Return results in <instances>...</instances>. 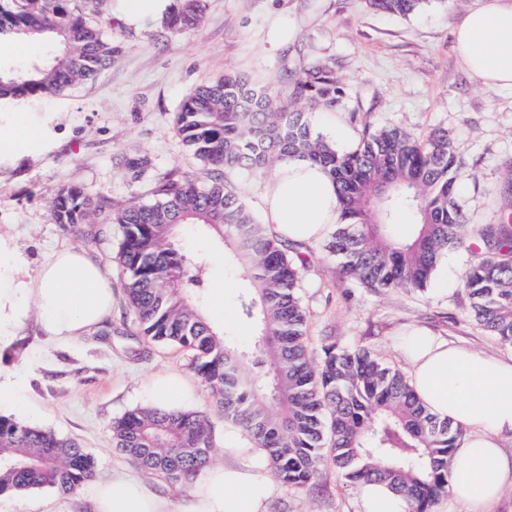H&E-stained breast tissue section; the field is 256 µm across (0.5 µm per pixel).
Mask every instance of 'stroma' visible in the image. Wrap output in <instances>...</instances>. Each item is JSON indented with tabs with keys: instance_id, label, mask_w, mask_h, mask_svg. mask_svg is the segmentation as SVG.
<instances>
[{
	"instance_id": "stroma-1",
	"label": "stroma",
	"mask_w": 512,
	"mask_h": 512,
	"mask_svg": "<svg viewBox=\"0 0 512 512\" xmlns=\"http://www.w3.org/2000/svg\"><path fill=\"white\" fill-rule=\"evenodd\" d=\"M102 0L90 20L101 24L119 46L109 69L92 83L65 95H20L0 101V114L27 113L43 133L36 156L0 165V227L11 225L34 256L62 246H82L106 266L117 304L110 321L66 347L44 346L35 321H28L13 346L0 349V367L11 370L30 405L24 423L79 439L96 458L92 484L63 496L49 490L0 496V512H92L97 484L113 471L140 474V467L112 444L110 426L126 411L144 406L143 382L153 373H189L190 356L151 344L141 336L123 293L116 260L118 225L98 239L64 229L50 218L58 188L75 186L105 210L132 198L147 200L146 186L130 184L122 160L145 156L153 173H178L197 184L207 170L183 147L173 124L186 94L218 73L277 81L288 89L285 67L318 58L335 62L346 85L348 104L315 110L308 118L316 132L330 136L342 126L347 140L338 150L356 148L362 127H396L418 137L448 130L465 162L468 179L460 203L476 223L495 221L512 209V89L482 88L460 65L453 32L480 0H435L418 15L403 18L371 11L365 0H207L203 20L183 31L150 20L127 26ZM287 17L296 36L271 51L270 25ZM182 245L202 260L209 320L250 348L252 327L242 321L234 297L245 277L225 271L223 250L197 225L181 228ZM310 262L301 271L311 352L326 337L338 344L368 348L377 358L407 371L397 338L422 324L457 345L500 353L504 347L469 315L461 280L470 255H445L423 290L396 288L376 293L349 281L338 258L322 244L308 246ZM224 292V309L209 300ZM35 349L39 358L16 363L14 348ZM269 512H361L358 489L333 467L323 468L314 486L276 485Z\"/></svg>"
}]
</instances>
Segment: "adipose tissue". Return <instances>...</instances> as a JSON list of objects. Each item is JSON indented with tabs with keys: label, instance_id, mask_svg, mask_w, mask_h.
<instances>
[{
	"label": "adipose tissue",
	"instance_id": "1",
	"mask_svg": "<svg viewBox=\"0 0 512 512\" xmlns=\"http://www.w3.org/2000/svg\"><path fill=\"white\" fill-rule=\"evenodd\" d=\"M454 49L483 87L512 88V0H483L454 33ZM40 130L26 113L0 125V159L37 155ZM262 222L284 242L323 240L339 221L336 187L320 166L281 161L262 190ZM112 281L87 249L65 247L34 258L11 230H0V347L29 319L52 344H65L98 329L112 315ZM407 378L430 411L461 427L451 463L448 500L439 512H494L512 494V352L488 354L448 344L423 327L399 342ZM155 409L193 399L178 373L151 378L145 389ZM224 452L234 462L209 469L194 489L192 512H268L273 483L261 449L243 433H229ZM93 512H170L167 502L134 477L118 474L97 487Z\"/></svg>",
	"mask_w": 512,
	"mask_h": 512
}]
</instances>
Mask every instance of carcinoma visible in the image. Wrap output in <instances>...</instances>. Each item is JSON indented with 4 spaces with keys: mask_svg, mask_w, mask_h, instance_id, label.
Wrapping results in <instances>:
<instances>
[{
    "mask_svg": "<svg viewBox=\"0 0 512 512\" xmlns=\"http://www.w3.org/2000/svg\"><path fill=\"white\" fill-rule=\"evenodd\" d=\"M11 2L0 5V39L42 41L51 57L40 67L0 73V96L69 93L118 52L112 37L87 19L92 0ZM367 2L376 12L408 17L430 0ZM204 9L205 0H185L163 24L188 28ZM346 98L335 66L323 61L294 71L287 97L272 83L215 76L196 86L174 115L178 135L209 171V182L199 186L173 173L156 178L151 202H131L104 223L121 226L124 293L143 335L192 353L190 368L224 417L263 449L276 481L308 487L330 463L349 484L385 482L407 499L409 512H430L448 491V463L462 430L432 415L407 378L365 348L329 338L319 358L310 356L298 297L302 266L255 220L227 175L262 172L286 158L322 166L341 205L325 250L340 257L350 281L374 292L422 290L444 253L465 248L473 259L462 281L471 314L511 347L512 213L492 223L469 222L459 202L463 162L446 131L422 140L366 124L356 149H336L312 129L306 109L334 110ZM123 165L130 183L147 179L146 158L129 156ZM399 211L414 218L405 239L396 235ZM50 212L55 223L79 230L98 223L102 206L71 186L54 193ZM184 224L213 230L231 249L227 264L251 282L234 299L254 329L248 356L201 312L202 271L178 240ZM112 441L147 472L185 485L208 466L215 448L202 411L135 408L113 421ZM96 468L77 440L0 414V495L42 488L75 494Z\"/></svg>",
    "mask_w": 512,
    "mask_h": 512,
    "instance_id": "1",
    "label": "carcinoma"
}]
</instances>
